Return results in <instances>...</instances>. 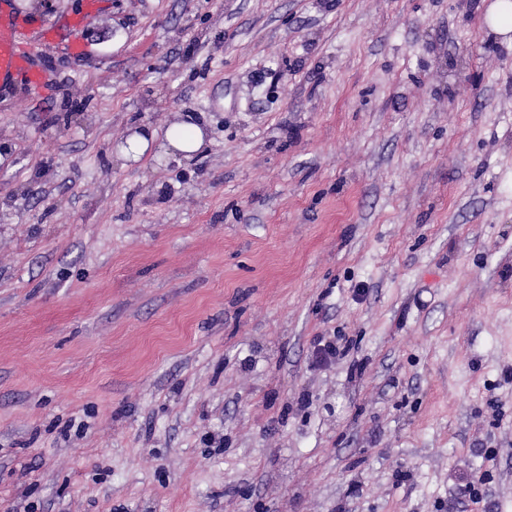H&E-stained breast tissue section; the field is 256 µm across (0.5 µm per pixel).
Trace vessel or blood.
Segmentation results:
<instances>
[{
    "mask_svg": "<svg viewBox=\"0 0 512 512\" xmlns=\"http://www.w3.org/2000/svg\"><path fill=\"white\" fill-rule=\"evenodd\" d=\"M97 7V0H84L82 11L70 17L69 32L65 35L53 26L30 27L15 14L0 11V88L20 78L32 94H41L47 73L33 62L34 43L46 44L62 39L69 54L81 55L84 51L81 33Z\"/></svg>",
    "mask_w": 512,
    "mask_h": 512,
    "instance_id": "vessel-or-blood-1",
    "label": "vessel or blood"
}]
</instances>
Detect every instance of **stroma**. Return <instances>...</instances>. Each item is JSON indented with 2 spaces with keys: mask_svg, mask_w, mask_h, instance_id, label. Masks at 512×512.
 <instances>
[{
  "mask_svg": "<svg viewBox=\"0 0 512 512\" xmlns=\"http://www.w3.org/2000/svg\"><path fill=\"white\" fill-rule=\"evenodd\" d=\"M100 2L0 90V512H512L492 0ZM98 7L97 0H85L83 10L70 17L68 22V35L65 39L67 42L65 46L72 56H79L84 51V41L81 37V32L86 26L90 16L95 13ZM163 135L165 152L180 161L194 159L205 146L202 129L190 117L168 126ZM158 133L149 126H140L126 141L125 146H121L120 155L127 161L140 160L156 141Z\"/></svg>",
  "mask_w": 512,
  "mask_h": 512,
  "instance_id": "1",
  "label": "stroma"
}]
</instances>
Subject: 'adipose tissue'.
Masks as SVG:
<instances>
[{
  "instance_id": "ef3b65f1",
  "label": "adipose tissue",
  "mask_w": 512,
  "mask_h": 512,
  "mask_svg": "<svg viewBox=\"0 0 512 512\" xmlns=\"http://www.w3.org/2000/svg\"><path fill=\"white\" fill-rule=\"evenodd\" d=\"M164 137L163 148L173 158L179 160H192L205 145V135L202 129L192 120H183L168 126L164 133H157L148 126L137 128L120 149L124 160H140L156 141L157 137Z\"/></svg>"
}]
</instances>
